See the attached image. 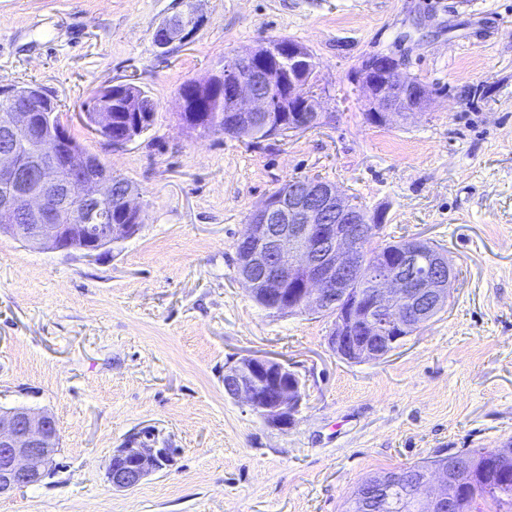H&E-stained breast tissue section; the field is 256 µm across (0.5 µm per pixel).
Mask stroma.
Returning <instances> with one entry per match:
<instances>
[{"label": "stroma", "mask_w": 512, "mask_h": 512, "mask_svg": "<svg viewBox=\"0 0 512 512\" xmlns=\"http://www.w3.org/2000/svg\"><path fill=\"white\" fill-rule=\"evenodd\" d=\"M188 1L203 23L159 54L157 25ZM272 37L314 54L322 124L257 146L185 130L179 86ZM373 54L404 60L430 111L368 122L353 73ZM129 82L158 109L115 149L84 105ZM26 83L141 190L143 225L91 258L0 236V406L51 413L61 448L0 512H343L366 477L512 441V0H0V85ZM312 177L453 267L444 309L382 360L341 359L331 317L268 315L237 276L251 211ZM246 356L299 376L292 427L225 395V365ZM143 435L172 465L113 490V452Z\"/></svg>", "instance_id": "stroma-1"}]
</instances>
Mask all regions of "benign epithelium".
Returning a JSON list of instances; mask_svg holds the SVG:
<instances>
[{
	"mask_svg": "<svg viewBox=\"0 0 512 512\" xmlns=\"http://www.w3.org/2000/svg\"><path fill=\"white\" fill-rule=\"evenodd\" d=\"M196 28L173 18L155 30L156 44L167 50L185 43ZM313 71L311 51L287 39L232 56L220 77L224 127L232 133L261 128L271 137L309 130L312 121L322 118L326 97L324 90L306 92L304 80ZM356 81L365 92L366 111L384 125L405 124L433 102L431 89L386 54L362 60ZM34 122L35 113L24 110L0 121V235L84 257L137 235L141 225L112 223L102 205L114 199L140 219L138 189L112 175L97 155L75 148L61 127L45 131L37 152L23 153ZM89 124L114 149L144 132L137 120L112 131L110 112L94 113ZM62 171L67 172L64 179ZM76 207L80 222L62 223ZM373 222L372 213L336 186L292 180L288 191L250 214L236 249L239 279L272 312L335 311L338 326L328 336L330 348H349L362 362L381 360L406 339L405 333L446 305L454 275L447 255L424 240L409 241L395 259L371 250L375 230L365 225ZM224 392L279 429L293 424L303 400L297 377H288L285 365L263 357H243L224 367ZM59 445L52 415L25 406L1 407L0 496L51 475ZM487 459L512 471L508 445ZM170 462L171 449L130 441L113 453L106 478L112 489L130 490ZM475 481L471 459L449 456L416 475L397 469L372 477L357 492L356 507L358 512L381 509L389 492L401 487L420 512H458L460 497Z\"/></svg>",
	"mask_w": 512,
	"mask_h": 512,
	"instance_id": "obj_1",
	"label": "benign epithelium"
}]
</instances>
